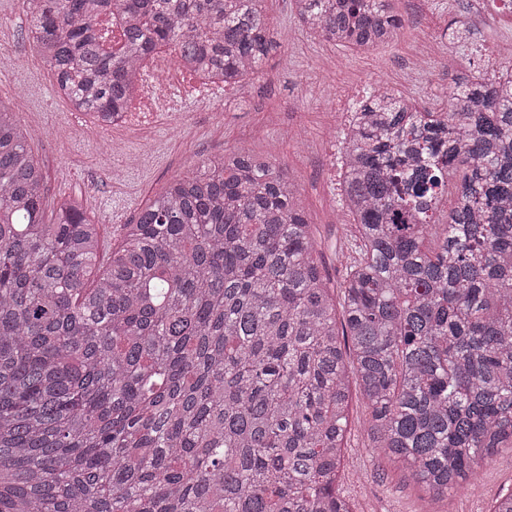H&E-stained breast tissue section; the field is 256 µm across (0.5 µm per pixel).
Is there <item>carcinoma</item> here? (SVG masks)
Masks as SVG:
<instances>
[{"mask_svg":"<svg viewBox=\"0 0 512 512\" xmlns=\"http://www.w3.org/2000/svg\"><path fill=\"white\" fill-rule=\"evenodd\" d=\"M389 2L291 5L306 34L369 51L403 28ZM22 10L94 123L159 49L234 87L276 47L266 0ZM32 139L0 100V512H352V376L373 451L436 495L512 450V73L458 84L444 112L379 88L350 113V364L300 193L270 162L236 152L173 180L100 260L79 200L44 222Z\"/></svg>","mask_w":512,"mask_h":512,"instance_id":"cac0c4a2","label":"carcinoma"}]
</instances>
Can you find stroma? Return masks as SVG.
<instances>
[{
	"mask_svg": "<svg viewBox=\"0 0 512 512\" xmlns=\"http://www.w3.org/2000/svg\"><path fill=\"white\" fill-rule=\"evenodd\" d=\"M277 47L247 83L215 92L185 89L178 109L84 133L86 118L57 93L48 68L30 49L20 0H0V96L30 130L49 206L81 200L101 227L103 250L119 242L147 199L202 161L242 150L264 157L297 186L316 243V259L334 302L354 257L357 234L339 185V121L373 93L377 80L419 109L448 103L456 80L512 59V20L467 23L473 0H395L404 29L390 46L368 52L308 37L290 0H267ZM465 30L455 42L451 34ZM452 59L443 71V59ZM368 409L352 391L339 487L353 512H490L512 492V452L504 450L469 476L465 487L435 497L408 476L406 464L377 456L367 432Z\"/></svg>",
	"mask_w": 512,
	"mask_h": 512,
	"instance_id": "35a3bbf8",
	"label": "stroma"
}]
</instances>
